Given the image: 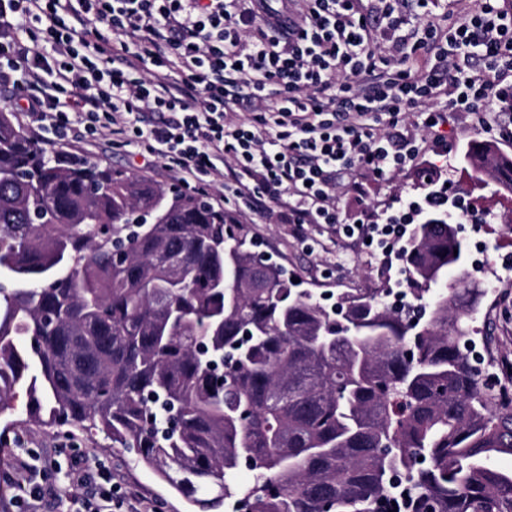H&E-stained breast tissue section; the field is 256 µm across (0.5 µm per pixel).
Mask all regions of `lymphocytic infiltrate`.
Segmentation results:
<instances>
[{
	"label": "lymphocytic infiltrate",
	"mask_w": 512,
	"mask_h": 512,
	"mask_svg": "<svg viewBox=\"0 0 512 512\" xmlns=\"http://www.w3.org/2000/svg\"><path fill=\"white\" fill-rule=\"evenodd\" d=\"M407 0H0V91L39 140L82 132L150 143L185 180L221 185L249 211L303 236L324 224L388 252L423 215L485 224L487 211L440 187L396 195L379 221L351 223L342 179L399 173L421 150L448 143L435 108L469 116L512 112V8L474 0L461 21L411 27ZM122 42L105 54L98 31ZM251 120L235 119L243 101ZM93 486L74 512H154L109 475L68 474Z\"/></svg>",
	"instance_id": "lymphocytic-infiltrate-1"
}]
</instances>
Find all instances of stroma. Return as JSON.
I'll return each mask as SVG.
<instances>
[{
  "instance_id": "stroma-1",
  "label": "stroma",
  "mask_w": 512,
  "mask_h": 512,
  "mask_svg": "<svg viewBox=\"0 0 512 512\" xmlns=\"http://www.w3.org/2000/svg\"><path fill=\"white\" fill-rule=\"evenodd\" d=\"M448 134V165L444 176L467 190L476 205L488 208L499 216L489 231H474L472 225H460V238L464 250L473 258L489 255L488 265L475 273L474 278L487 295L482 307L470 323L467 343L475 346L482 358L481 368L492 382L502 381L506 366L512 365V269L502 265L503 258L512 257V192L494 179L480 174L465 157L468 146L485 139L486 134L477 119L463 123L449 116L445 127ZM50 150L76 154L103 166L120 168L153 183L166 187L179 182V175L167 171L162 165L152 164L146 148L128 152L126 147L100 138L90 145L71 139L50 143ZM436 159L430 149H423L415 160L392 180H377L362 173H354L353 181L362 186L361 192H348L344 198L348 219H355L361 210L381 217L395 194L403 192L421 196L426 192L420 171ZM211 202L224 208L235 220L243 224L249 239L256 241L261 250L293 273L300 288L322 296L327 303H335L337 296L349 294L365 296L380 288L394 286L400 273L389 267L380 257L363 248L345 252L340 242L325 228L313 226L309 233L314 243L305 247L291 235L286 224H274L245 210L242 204L224 187L213 188ZM353 261L343 264L344 254ZM22 446L34 464L46 466L51 461L67 463L88 462L110 471L118 495L133 490L146 497L155 512H194L184 497L160 481L150 470L135 465L128 455L110 448L102 436L73 428H36L25 422L23 416L0 417V473L13 463V446ZM64 484L55 472L48 470L43 482V495L35 502L34 512H59L58 496Z\"/></svg>"
}]
</instances>
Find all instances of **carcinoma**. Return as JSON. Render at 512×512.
<instances>
[{
    "mask_svg": "<svg viewBox=\"0 0 512 512\" xmlns=\"http://www.w3.org/2000/svg\"><path fill=\"white\" fill-rule=\"evenodd\" d=\"M468 159L501 171L487 141ZM462 255L453 225H417L401 275L429 320L379 290L339 321L223 209L51 154L0 111V416L101 434L202 509L512 512L491 464L512 404L460 348L482 295Z\"/></svg>",
    "mask_w": 512,
    "mask_h": 512,
    "instance_id": "cac0c4a2",
    "label": "carcinoma"
}]
</instances>
